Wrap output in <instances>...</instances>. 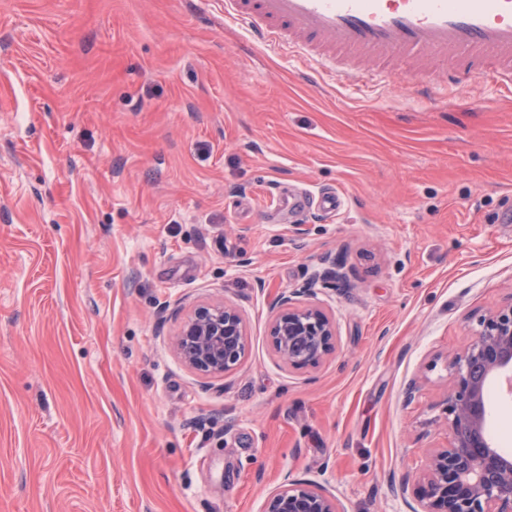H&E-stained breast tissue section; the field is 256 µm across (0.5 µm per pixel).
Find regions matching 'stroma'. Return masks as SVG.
Segmentation results:
<instances>
[{"label":"stroma","instance_id":"stroma-1","mask_svg":"<svg viewBox=\"0 0 512 512\" xmlns=\"http://www.w3.org/2000/svg\"><path fill=\"white\" fill-rule=\"evenodd\" d=\"M224 0H0V512H261L288 479L410 512L446 446L447 364L512 302V93L395 63L299 78ZM337 193L342 211L272 198ZM335 349L291 368L281 292ZM242 313V364L173 353L186 311ZM324 265L307 283V288L279 295V312L272 322L270 337L274 352L288 367H317L335 349V320L318 306L299 307L294 302L298 293L325 289L315 288L318 285L349 287L348 272L342 263L327 258Z\"/></svg>","mask_w":512,"mask_h":512}]
</instances>
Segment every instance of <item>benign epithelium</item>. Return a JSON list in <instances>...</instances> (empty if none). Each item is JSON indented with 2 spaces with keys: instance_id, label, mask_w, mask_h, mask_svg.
I'll use <instances>...</instances> for the list:
<instances>
[{
  "instance_id": "1",
  "label": "benign epithelium",
  "mask_w": 512,
  "mask_h": 512,
  "mask_svg": "<svg viewBox=\"0 0 512 512\" xmlns=\"http://www.w3.org/2000/svg\"><path fill=\"white\" fill-rule=\"evenodd\" d=\"M349 287L345 266L327 258L307 283ZM300 290L279 295L270 337L280 361L292 368L319 366L335 349L336 322L318 306L299 307ZM247 334L240 310L231 304L196 306L173 343L178 358L208 377L235 370L245 357ZM452 385L442 414L453 437L426 458L412 512H512V459L486 435L485 383L492 375L512 383V302L483 316L465 348L451 356ZM262 512H342L336 496L320 485L289 480L265 500Z\"/></svg>"
}]
</instances>
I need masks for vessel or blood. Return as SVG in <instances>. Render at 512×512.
I'll return each instance as SVG.
<instances>
[{
    "label": "vessel or blood",
    "instance_id": "1",
    "mask_svg": "<svg viewBox=\"0 0 512 512\" xmlns=\"http://www.w3.org/2000/svg\"><path fill=\"white\" fill-rule=\"evenodd\" d=\"M261 47L308 62L303 79H336L340 60L467 63L477 82L512 87V0H224Z\"/></svg>",
    "mask_w": 512,
    "mask_h": 512
}]
</instances>
